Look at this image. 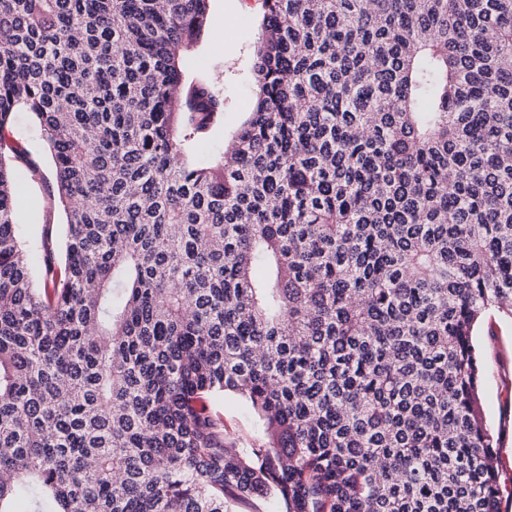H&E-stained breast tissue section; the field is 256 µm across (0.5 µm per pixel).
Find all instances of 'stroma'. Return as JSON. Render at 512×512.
Here are the masks:
<instances>
[{
	"instance_id": "stroma-1",
	"label": "stroma",
	"mask_w": 512,
	"mask_h": 512,
	"mask_svg": "<svg viewBox=\"0 0 512 512\" xmlns=\"http://www.w3.org/2000/svg\"><path fill=\"white\" fill-rule=\"evenodd\" d=\"M262 16V0H211L205 33L185 55L188 72L209 75L224 88V118L202 146L208 155L222 152L255 108L258 90L251 65ZM0 154L24 170L19 181L18 232L34 265H41L43 233H50L55 248H63L66 217L54 193L48 145L30 112H16L12 133L0 142ZM475 343L483 366L479 405L486 421L502 434L496 459L502 512H512V322L487 315ZM212 407L240 444L257 436L259 423L241 398L219 395Z\"/></svg>"
}]
</instances>
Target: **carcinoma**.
<instances>
[{
    "label": "carcinoma",
    "mask_w": 512,
    "mask_h": 512,
    "mask_svg": "<svg viewBox=\"0 0 512 512\" xmlns=\"http://www.w3.org/2000/svg\"><path fill=\"white\" fill-rule=\"evenodd\" d=\"M263 3L209 161L210 0H0V141L34 115L66 213L36 288L0 156V512H501L512 0ZM475 343L483 366L479 405L486 421L502 432L496 459L502 512H512V322L487 315ZM213 410L224 417V428L241 445L253 441L259 431V423L246 403L232 394L216 396L212 400Z\"/></svg>",
    "instance_id": "obj_1"
}]
</instances>
